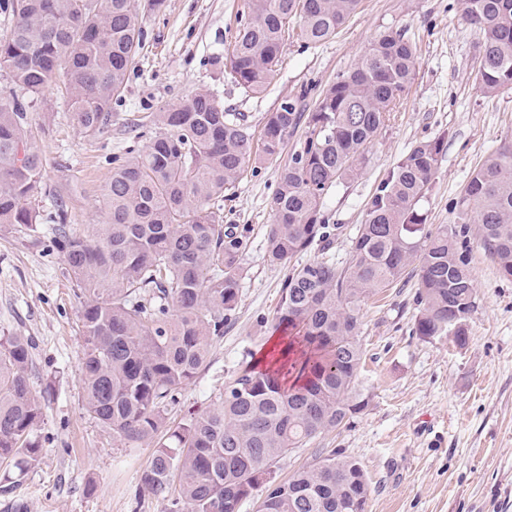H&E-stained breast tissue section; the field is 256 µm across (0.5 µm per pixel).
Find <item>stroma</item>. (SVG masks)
Masks as SVG:
<instances>
[{
  "label": "stroma",
  "mask_w": 512,
  "mask_h": 512,
  "mask_svg": "<svg viewBox=\"0 0 512 512\" xmlns=\"http://www.w3.org/2000/svg\"><path fill=\"white\" fill-rule=\"evenodd\" d=\"M241 4L165 0L159 11L140 12L147 38L102 135L88 137L76 128L60 85L44 89L28 114L42 158V190L32 202L41 222L34 232L0 227V336L33 342L31 381L43 403L35 435L46 450L31 463L0 460V479L8 486L0 492V512H181L174 494L154 495L140 487L154 442L128 447L83 408L77 288L52 247L57 212L79 232L101 223L98 202L113 159L151 143V132L139 129L148 113L185 103L205 88L223 108L243 113L258 137L267 112L283 100L305 89L307 105H314L373 42L388 31H405L417 49L415 77L369 144L366 166L323 200L327 224L343 230L331 250L340 266L375 188L416 143L445 139L423 204L435 228L455 222L451 201L472 172L512 139V89L482 94L479 36L465 20L463 0H362L327 42L308 48L288 40L259 97L223 72ZM277 179V163L255 160L224 194L225 223L238 225L248 241L241 301L223 334L213 339L205 366L168 408L167 426L220 403L235 373L272 344L271 323L289 273L265 260ZM472 267L477 304L461 347L447 337L413 334L416 278L365 301L358 334L369 403L346 427L280 458L277 481H287L333 448L366 473L367 512H512V280L502 278L478 247Z\"/></svg>",
  "instance_id": "35a3bbf8"
}]
</instances>
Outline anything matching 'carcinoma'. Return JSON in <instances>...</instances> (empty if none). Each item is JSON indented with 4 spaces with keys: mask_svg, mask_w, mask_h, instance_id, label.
Returning <instances> with one entry per match:
<instances>
[{
    "mask_svg": "<svg viewBox=\"0 0 512 512\" xmlns=\"http://www.w3.org/2000/svg\"><path fill=\"white\" fill-rule=\"evenodd\" d=\"M360 3L244 0L224 74L248 93H264L286 35L321 44ZM464 4L480 37V90L512 87V0ZM0 13L11 18L0 36V71L15 86L0 93V224L31 230L39 223L29 203L41 190L42 161L27 109L43 89L61 84L73 124L88 136L103 133L145 34L136 0H0ZM416 64L412 40L389 31L320 93L312 111L301 95L267 113L258 143L242 113L200 90L150 113L154 139L113 168L100 201L104 223L88 234L55 226L54 245L78 288L83 407L130 447L159 437L140 481L151 493L176 490L184 512H239L280 457L367 407L357 330L370 294L415 273L413 333L451 336L463 346L477 300L472 245L512 279V142L474 171L453 202L458 222L434 231L421 204L444 138L417 143L373 193L344 267L331 258L292 263L314 245L330 250L334 229L323 198L366 163L367 145ZM302 125L303 142L279 166L265 253L269 264L291 266L275 323L288 355L272 369L246 366L220 403L161 434L166 407L205 366L213 337L240 302L246 242L224 223V191L251 159L278 161ZM31 363L29 338H0L1 459L35 461L44 451L33 438L43 408ZM267 486L256 512H354L351 504L360 498L365 505L370 495L363 469L334 449Z\"/></svg>",
    "mask_w": 512,
    "mask_h": 512,
    "instance_id": "cac0c4a2",
    "label": "carcinoma"
}]
</instances>
